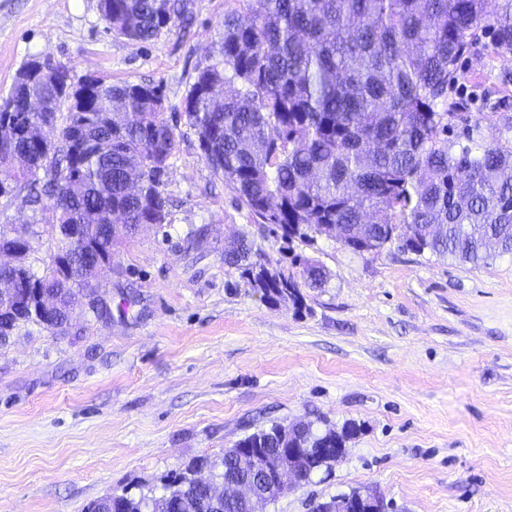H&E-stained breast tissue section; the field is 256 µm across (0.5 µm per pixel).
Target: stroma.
Wrapping results in <instances>:
<instances>
[{
    "instance_id": "obj_1",
    "label": "stroma",
    "mask_w": 512,
    "mask_h": 512,
    "mask_svg": "<svg viewBox=\"0 0 512 512\" xmlns=\"http://www.w3.org/2000/svg\"><path fill=\"white\" fill-rule=\"evenodd\" d=\"M190 25L147 42L108 32L99 0H0V97L34 55L161 86L178 114L195 72L219 59L234 0H187ZM512 53L480 34L449 102L484 140L512 126ZM171 222L114 247L100 293L112 316L75 310L68 335L28 327L0 346V512H83L132 486L161 487L191 459L256 429L324 416L357 434L329 474L268 512L380 494L394 512H512V257L479 269L390 248L352 254L324 237L285 243L237 205L175 128ZM247 236L292 271L326 273L302 301L262 300L224 251Z\"/></svg>"
}]
</instances>
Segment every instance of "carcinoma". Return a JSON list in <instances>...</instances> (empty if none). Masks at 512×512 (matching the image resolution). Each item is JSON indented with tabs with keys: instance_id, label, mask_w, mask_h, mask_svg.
Returning a JSON list of instances; mask_svg holds the SVG:
<instances>
[{
	"instance_id": "1",
	"label": "carcinoma",
	"mask_w": 512,
	"mask_h": 512,
	"mask_svg": "<svg viewBox=\"0 0 512 512\" xmlns=\"http://www.w3.org/2000/svg\"><path fill=\"white\" fill-rule=\"evenodd\" d=\"M224 13L220 60L198 70L185 98L184 119L214 175L253 219L286 242L325 236L355 255L394 246L418 255L486 267L512 255V137L489 143L480 122L451 137L448 87L478 33L512 53V0H235ZM102 19L116 37L149 41L181 15V0H100ZM54 124L45 145L24 137L0 147V196L27 191L32 210L49 201L56 222L46 232L56 250L112 247L145 226L168 223L164 177L177 140L161 88L110 84L89 76L75 85L58 64L44 75L28 70L0 99V117L26 112L29 93ZM83 127L112 142V155L82 152L71 140ZM369 225L368 243L352 235ZM78 225L83 237L70 241ZM243 236L224 251L261 298H300L295 277L269 259L251 261ZM22 262L18 288L0 304V345L17 330L37 325L67 331L66 313L90 286L82 266L61 277L46 264ZM308 284L324 282L321 269L296 255ZM57 304L56 317L39 313L37 297ZM356 434L299 419L273 423L236 448H344ZM305 461L299 482L329 467ZM206 469L216 483L252 481L232 449L197 458L171 473L162 493L127 489L90 502L85 512H224L209 487L194 483Z\"/></svg>"
}]
</instances>
